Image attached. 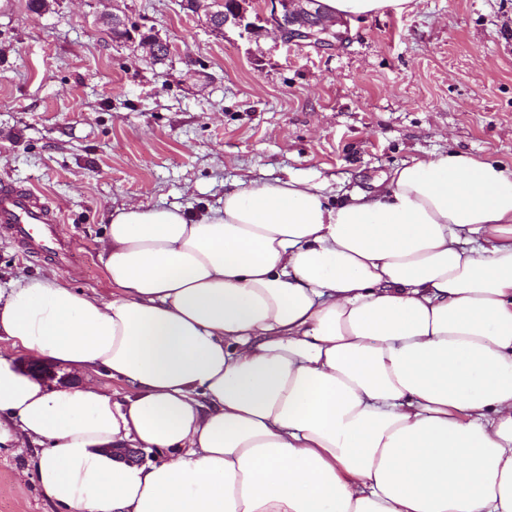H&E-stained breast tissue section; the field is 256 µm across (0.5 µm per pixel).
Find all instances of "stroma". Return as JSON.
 Returning a JSON list of instances; mask_svg holds the SVG:
<instances>
[{
    "instance_id": "obj_1",
    "label": "stroma",
    "mask_w": 512,
    "mask_h": 512,
    "mask_svg": "<svg viewBox=\"0 0 512 512\" xmlns=\"http://www.w3.org/2000/svg\"><path fill=\"white\" fill-rule=\"evenodd\" d=\"M118 13L171 45L113 42ZM330 46L226 28L180 0H0V183L61 215L68 264L0 235V285L55 272L103 298L99 240L129 203L198 214L249 176L372 190L403 162L455 149L512 166V0H413L339 19ZM39 444L0 448V512H56L24 477Z\"/></svg>"
}]
</instances>
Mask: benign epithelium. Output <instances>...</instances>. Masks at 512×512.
Instances as JSON below:
<instances>
[{
  "mask_svg": "<svg viewBox=\"0 0 512 512\" xmlns=\"http://www.w3.org/2000/svg\"><path fill=\"white\" fill-rule=\"evenodd\" d=\"M319 0H265L262 14L252 15L253 0H233L230 11L224 13V22H208L217 33H224L231 24L250 36L260 32L257 22L263 21L279 31L285 39L306 40L317 45H328L337 37L336 20L319 10ZM112 26L128 30L123 41H139V45L151 58L159 54L165 41L155 34L143 33L112 16Z\"/></svg>",
  "mask_w": 512,
  "mask_h": 512,
  "instance_id": "1",
  "label": "benign epithelium"
}]
</instances>
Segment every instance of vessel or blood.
Wrapping results in <instances>:
<instances>
[{
    "instance_id": "vessel-or-blood-1",
    "label": "vessel or blood",
    "mask_w": 512,
    "mask_h": 512,
    "mask_svg": "<svg viewBox=\"0 0 512 512\" xmlns=\"http://www.w3.org/2000/svg\"><path fill=\"white\" fill-rule=\"evenodd\" d=\"M59 222V214L32 191L0 186V232L33 242L38 253L62 257L66 247L54 232Z\"/></svg>"
}]
</instances>
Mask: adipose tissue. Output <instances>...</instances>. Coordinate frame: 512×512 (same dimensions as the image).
<instances>
[{
    "instance_id": "adipose-tissue-1",
    "label": "adipose tissue",
    "mask_w": 512,
    "mask_h": 512,
    "mask_svg": "<svg viewBox=\"0 0 512 512\" xmlns=\"http://www.w3.org/2000/svg\"><path fill=\"white\" fill-rule=\"evenodd\" d=\"M101 254L108 299L0 285V447L41 444L59 512H512V166L451 149L339 197L243 177L199 216L116 209Z\"/></svg>"
}]
</instances>
